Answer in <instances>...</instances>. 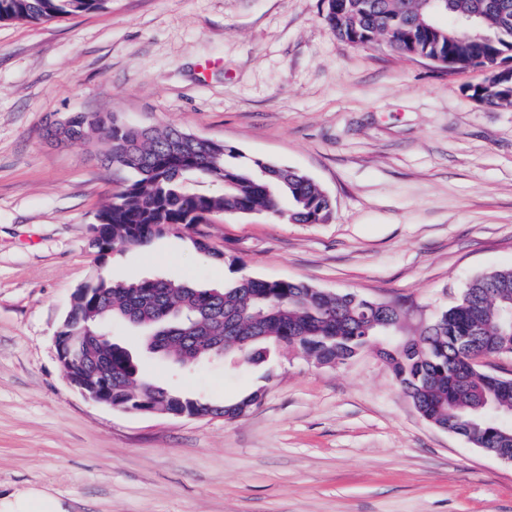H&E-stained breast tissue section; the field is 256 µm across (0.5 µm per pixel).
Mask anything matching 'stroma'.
<instances>
[{
	"label": "stroma",
	"mask_w": 512,
	"mask_h": 512,
	"mask_svg": "<svg viewBox=\"0 0 512 512\" xmlns=\"http://www.w3.org/2000/svg\"><path fill=\"white\" fill-rule=\"evenodd\" d=\"M323 0H109L47 22L0 21V496L68 512H512V465L436 428L367 348L332 366L271 353L156 384L215 403L263 389L246 416L170 418L85 398L55 336L79 286L249 275L399 305L388 344L416 339L466 284L512 267V107L448 73L336 38ZM113 112L301 170L333 218L264 214L99 257L90 226L122 187L99 142L55 146L49 120ZM1 512H67L64 502L47 491L25 490L0 497Z\"/></svg>",
	"instance_id": "obj_1"
}]
</instances>
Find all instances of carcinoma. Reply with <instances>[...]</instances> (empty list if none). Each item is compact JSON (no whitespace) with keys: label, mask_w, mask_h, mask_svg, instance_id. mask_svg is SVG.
Segmentation results:
<instances>
[{"label":"carcinoma","mask_w":512,"mask_h":512,"mask_svg":"<svg viewBox=\"0 0 512 512\" xmlns=\"http://www.w3.org/2000/svg\"><path fill=\"white\" fill-rule=\"evenodd\" d=\"M109 0H0V21H47L103 9ZM325 21L344 42L384 44L409 58H427L450 71L484 67L488 76L471 87L488 107H512V0H324ZM478 18L463 36L442 22ZM99 136L98 160L126 171L124 187L96 213L92 242L101 256L164 234H180L226 214H266L297 224L331 219L326 194L304 173L275 165L261 175V162L223 142L174 126H135L112 112H73L42 130L44 140L83 143ZM215 190L193 193L188 179ZM74 294V315L63 321L67 337L87 367L85 388L102 380V393L123 407L161 406L174 413L222 416L251 404L252 391L224 404L155 385L143 379L140 360L127 347H104L94 336L112 335L116 321L134 323L142 346L165 348L172 370L188 372L202 359L236 353L264 361L272 349L288 348L319 365L347 361L402 321L394 307L375 311L374 300L354 292L329 293L304 282L242 276L223 288H196L154 276L135 280L99 278ZM512 268L473 279L454 305L442 311L411 343L380 354L397 384L429 423L466 437L478 448L512 450V378L470 364L472 354L512 350Z\"/></svg>","instance_id":"1"}]
</instances>
